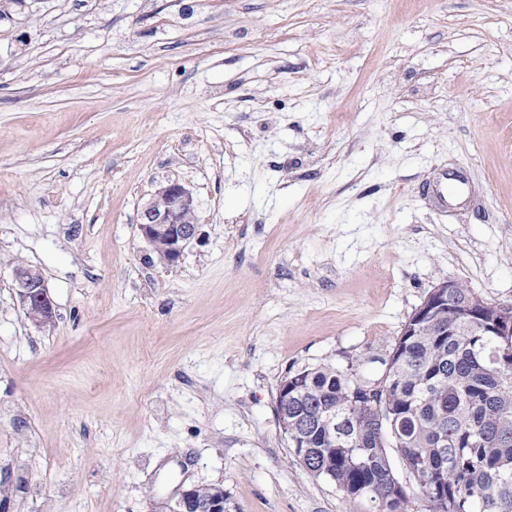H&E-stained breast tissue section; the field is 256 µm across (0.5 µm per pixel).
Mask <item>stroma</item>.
Masks as SVG:
<instances>
[{
	"mask_svg": "<svg viewBox=\"0 0 512 512\" xmlns=\"http://www.w3.org/2000/svg\"><path fill=\"white\" fill-rule=\"evenodd\" d=\"M27 3L0 20V512L194 485L367 512L300 466L277 390L379 379L441 281L512 303V0ZM172 181L206 240L168 267L137 222ZM18 296L27 317L36 325L53 322L54 307L40 272L20 267L15 270Z\"/></svg>",
	"mask_w": 512,
	"mask_h": 512,
	"instance_id": "obj_1",
	"label": "stroma"
}]
</instances>
